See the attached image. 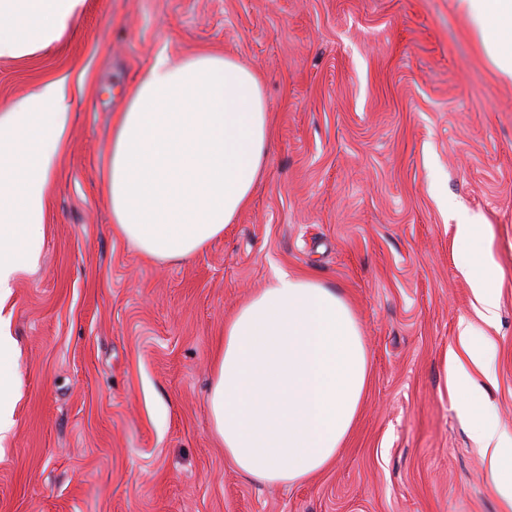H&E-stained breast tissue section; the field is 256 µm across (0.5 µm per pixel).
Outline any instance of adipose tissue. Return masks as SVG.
<instances>
[{
    "instance_id": "1",
    "label": "adipose tissue",
    "mask_w": 512,
    "mask_h": 512,
    "mask_svg": "<svg viewBox=\"0 0 512 512\" xmlns=\"http://www.w3.org/2000/svg\"><path fill=\"white\" fill-rule=\"evenodd\" d=\"M497 71L512 79V0H457ZM86 0H0V58L60 42ZM72 120L66 78L31 89L0 113V441L15 426L16 342L3 307L17 275L36 269L52 177ZM268 146L257 75L202 50L181 63L159 53L112 127V222L148 256L179 261L220 238L247 205ZM473 308L497 316L493 260L481 225L459 224ZM464 356L448 378L473 423L494 489L512 512V432L486 411L468 365L487 368L493 342L462 325ZM370 361L348 301L309 277L276 272L224 322L207 401L225 457L247 479L298 485L336 459L369 380Z\"/></svg>"
}]
</instances>
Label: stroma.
<instances>
[{
	"mask_svg": "<svg viewBox=\"0 0 512 512\" xmlns=\"http://www.w3.org/2000/svg\"><path fill=\"white\" fill-rule=\"evenodd\" d=\"M258 74L270 148L247 206L185 262L117 233L112 126L159 52ZM86 73L37 268L6 304L19 349L0 512H505L448 380L459 323L512 431V80L456 0H88L59 43L0 58V111ZM482 224L499 318L472 307L456 225ZM285 271L350 303L370 357L356 423L306 484L239 474L207 394L224 319ZM469 324H461L460 340L470 362L482 369H487L493 342L489 338L477 340Z\"/></svg>",
	"mask_w": 512,
	"mask_h": 512,
	"instance_id": "35a3bbf8",
	"label": "stroma"
}]
</instances>
